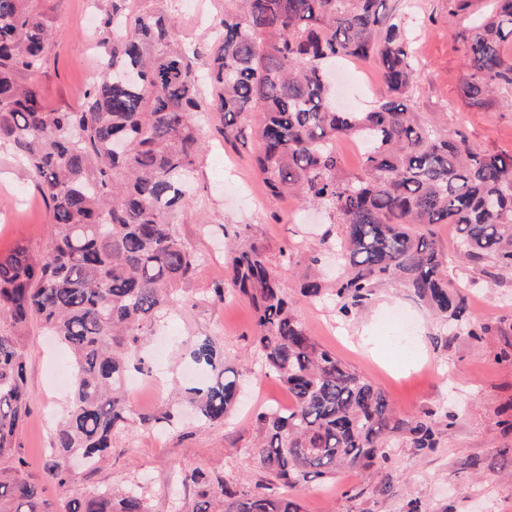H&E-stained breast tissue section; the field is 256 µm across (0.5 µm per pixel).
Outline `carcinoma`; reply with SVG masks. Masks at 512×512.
Masks as SVG:
<instances>
[{
    "label": "carcinoma",
    "mask_w": 512,
    "mask_h": 512,
    "mask_svg": "<svg viewBox=\"0 0 512 512\" xmlns=\"http://www.w3.org/2000/svg\"><path fill=\"white\" fill-rule=\"evenodd\" d=\"M127 2L112 0L100 16V76L82 105L51 111L36 86L19 81L41 69L48 24L33 0H0V142L24 159L52 212L46 253L18 244L0 255V512H151L141 488L99 486L58 511L23 476L15 451L29 414L21 337L35 320L71 353V392L45 462L57 485L75 482V457L96 472L132 421L146 431L172 424L174 408L134 415L124 385L133 371L150 373L141 347L200 267L177 217L203 153L204 112L224 114V141H259L254 164L271 202L294 197L342 225V275L324 283L319 256H309L303 295L333 296L347 317L394 280L460 321L467 298L448 290L435 224L456 225L459 255L491 268L493 281L512 274V154L479 151L464 133L420 120L409 105L417 65L408 21L386 0H224L202 76L194 60L204 49L177 37L171 15L145 5L133 16ZM441 3L465 49L462 96L473 106L512 100L503 53L512 0H492L485 16L472 10L475 0ZM341 61L377 65L386 91L374 108L336 109L330 77ZM341 138L362 147L356 173L343 171ZM226 285L252 306L261 371L285 386L292 405L254 419L257 455L280 491L214 487L194 469L186 481L201 488L196 512H302L288 489L340 468H388L394 434L436 447L432 425L396 418L381 389L313 341L257 240L232 256L218 298ZM180 346L197 367L226 373L211 338ZM179 394L211 425L233 409L237 384L226 378Z\"/></svg>",
    "instance_id": "obj_1"
}]
</instances>
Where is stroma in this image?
<instances>
[{
  "label": "stroma",
  "instance_id": "1",
  "mask_svg": "<svg viewBox=\"0 0 512 512\" xmlns=\"http://www.w3.org/2000/svg\"><path fill=\"white\" fill-rule=\"evenodd\" d=\"M407 2L413 14L429 18L426 26L411 27L419 60L414 110L426 122L462 131L481 149L512 154V108L499 100L476 108L460 98L463 50L447 19L437 14V0ZM110 5L111 0H35L50 27V47L42 68L21 81L40 89L47 108L71 109L82 103L98 71V15ZM153 6L177 17L182 41L196 43L212 38L224 0H205L195 13L188 0H154ZM356 70L337 97L347 107L371 108L383 86L371 65L360 63ZM200 125L205 151L196 172L197 189L178 226L201 255L199 273L177 290L187 297V305L156 327L155 341L171 342L158 386H141L128 398L137 414L167 406L172 390L198 375L183 358L180 342L208 336L223 348L225 367L238 373L239 403L224 422L213 425L197 426L188 411L181 426L166 433H145L131 423L99 471L58 486L46 475L44 453L69 396L68 389L51 385L50 375L67 369L68 355L39 325H31L24 338L30 411L19 435L26 479L56 504L90 486L119 492L140 482L152 512H196L198 490L185 480L195 468L212 481L239 487L252 489L266 481L256 456L253 418L267 406H289L290 397L276 378L260 370L248 301L231 291L220 300L213 295L227 259L222 227L246 224L263 244L309 335L382 389L398 418L441 426L437 446L430 450L413 448L410 434L397 436L389 481L369 470L345 468L332 478L289 489L303 512H407L413 504L420 512H512V275L496 283L482 267L455 261L457 231L454 225L439 224L437 245L451 258L443 271L469 299L466 318L490 327L481 341L472 340L454 321L435 316L394 281L380 284L365 307L342 316L334 300H312L300 292L308 257L320 249L323 238L339 236L341 225L292 198L270 203L252 164L259 143L250 138L225 144L218 112L201 114ZM50 225L36 178L11 145H0V254L19 243L44 251ZM286 245L293 246L295 258L284 265L279 250ZM396 311L415 326L414 349L408 354L395 351L394 330L385 324ZM448 411L457 415L449 428L442 424Z\"/></svg>",
  "mask_w": 512,
  "mask_h": 512
}]
</instances>
